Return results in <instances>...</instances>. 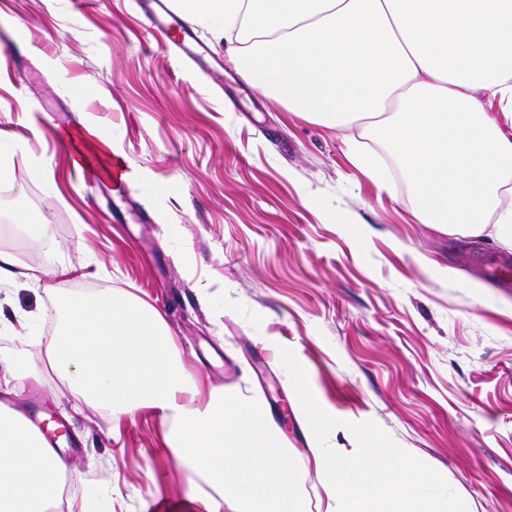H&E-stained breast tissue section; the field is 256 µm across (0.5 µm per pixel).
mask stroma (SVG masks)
Wrapping results in <instances>:
<instances>
[{"mask_svg":"<svg viewBox=\"0 0 512 512\" xmlns=\"http://www.w3.org/2000/svg\"><path fill=\"white\" fill-rule=\"evenodd\" d=\"M204 63L176 58L138 0H0V132L22 141L0 180V242L57 288H112L159 310L186 370L258 399L315 495L313 436L280 348L320 406L376 422L469 512H512V251L423 224L340 138L246 84L194 23ZM112 136L99 146L90 130ZM137 170L114 179L113 161ZM54 242L22 237L16 205ZM90 264L92 276L76 268ZM65 426L71 489L98 512H168L189 492L157 417L119 437L53 380L14 396Z\"/></svg>","mask_w":512,"mask_h":512,"instance_id":"stroma-1","label":"stroma"}]
</instances>
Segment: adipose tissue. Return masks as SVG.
Instances as JSON below:
<instances>
[{
  "label": "adipose tissue",
  "mask_w": 512,
  "mask_h": 512,
  "mask_svg": "<svg viewBox=\"0 0 512 512\" xmlns=\"http://www.w3.org/2000/svg\"><path fill=\"white\" fill-rule=\"evenodd\" d=\"M224 39L234 69L302 119L343 134L380 189L401 172L414 216L512 251V0H177ZM0 246V290L42 287ZM56 325L37 356L11 361L0 391L53 373L112 432L145 412L196 488L186 512H306L304 479L264 408L184 371L164 317L127 292L48 288ZM66 465L0 410V512H93L63 497Z\"/></svg>",
  "instance_id": "adipose-tissue-1"
}]
</instances>
